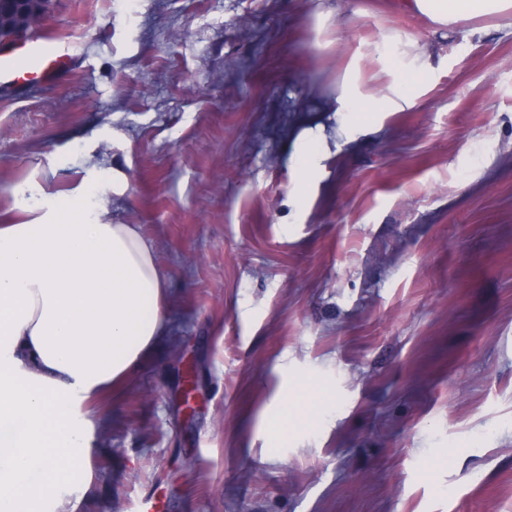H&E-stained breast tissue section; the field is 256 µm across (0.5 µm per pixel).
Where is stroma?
Returning <instances> with one entry per match:
<instances>
[{
	"instance_id": "obj_1",
	"label": "stroma",
	"mask_w": 512,
	"mask_h": 512,
	"mask_svg": "<svg viewBox=\"0 0 512 512\" xmlns=\"http://www.w3.org/2000/svg\"><path fill=\"white\" fill-rule=\"evenodd\" d=\"M54 86L0 88V213L125 173L169 281L155 356L97 399L79 512H512V17L415 0H52ZM426 52L364 129L343 85ZM322 135L303 219L296 157ZM193 378L197 398L185 416ZM322 404L280 442L295 389ZM418 10L432 22L450 26L477 18L507 16L511 0H416Z\"/></svg>"
}]
</instances>
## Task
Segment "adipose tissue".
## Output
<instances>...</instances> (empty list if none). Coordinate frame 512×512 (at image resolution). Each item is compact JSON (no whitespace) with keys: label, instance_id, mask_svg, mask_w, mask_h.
Returning a JSON list of instances; mask_svg holds the SVG:
<instances>
[{"label":"adipose tissue","instance_id":"ef3b65f1","mask_svg":"<svg viewBox=\"0 0 512 512\" xmlns=\"http://www.w3.org/2000/svg\"><path fill=\"white\" fill-rule=\"evenodd\" d=\"M450 26L512 14V0H416ZM428 63L383 69L385 90L348 83L339 111L372 117L415 102ZM0 219V512H69L93 478L89 402L125 384L167 330V279L138 225L115 224L94 172ZM319 395L283 399L267 430L296 429Z\"/></svg>","mask_w":512,"mask_h":512}]
</instances>
